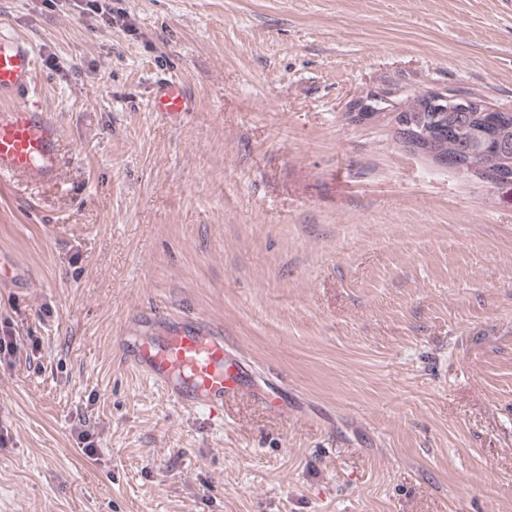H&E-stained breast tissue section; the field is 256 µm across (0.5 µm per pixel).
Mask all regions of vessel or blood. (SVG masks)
<instances>
[{"label":"vessel or blood","instance_id":"obj_1","mask_svg":"<svg viewBox=\"0 0 512 512\" xmlns=\"http://www.w3.org/2000/svg\"><path fill=\"white\" fill-rule=\"evenodd\" d=\"M36 59L24 39L0 33V176L56 173L59 131L27 95L35 85ZM155 111L177 116L195 109L183 81L166 79L154 89ZM140 335L125 340L123 359L185 408L222 410L250 387L245 368L224 365V337L202 323L166 318L140 321Z\"/></svg>","mask_w":512,"mask_h":512}]
</instances>
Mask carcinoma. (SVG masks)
<instances>
[{"mask_svg":"<svg viewBox=\"0 0 512 512\" xmlns=\"http://www.w3.org/2000/svg\"><path fill=\"white\" fill-rule=\"evenodd\" d=\"M473 112H432L427 95L404 90L395 101L416 119L415 131L423 134V152L443 153L458 160L464 171L494 189L512 185V112H501L483 102Z\"/></svg>","mask_w":512,"mask_h":512,"instance_id":"carcinoma-1","label":"carcinoma"}]
</instances>
